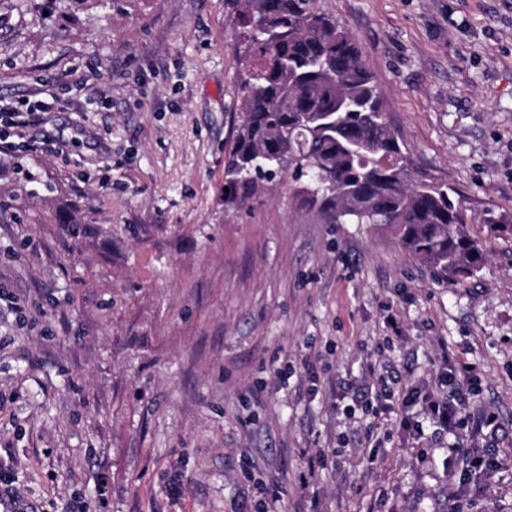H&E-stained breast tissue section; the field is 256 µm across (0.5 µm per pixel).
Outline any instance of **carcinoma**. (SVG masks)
Segmentation results:
<instances>
[{"label":"carcinoma","mask_w":512,"mask_h":512,"mask_svg":"<svg viewBox=\"0 0 512 512\" xmlns=\"http://www.w3.org/2000/svg\"><path fill=\"white\" fill-rule=\"evenodd\" d=\"M68 2L107 14L121 0ZM227 2L243 69L224 143V206L286 179L300 208L328 224L381 226L435 281L474 277L486 255L469 225L511 235L512 212L477 216L454 187L414 177L354 38L316 0ZM17 221L14 197L1 196L0 223Z\"/></svg>","instance_id":"cac0c4a2"}]
</instances>
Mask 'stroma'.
Instances as JSON below:
<instances>
[{
  "instance_id": "1",
  "label": "stroma",
  "mask_w": 512,
  "mask_h": 512,
  "mask_svg": "<svg viewBox=\"0 0 512 512\" xmlns=\"http://www.w3.org/2000/svg\"><path fill=\"white\" fill-rule=\"evenodd\" d=\"M354 37L417 172L512 211V0H317ZM0 12V97L48 101L0 170V464L35 512H512V236L433 281L287 185L224 208L239 58L224 0ZM107 105H100V98ZM472 365L467 447L425 410ZM386 391L390 413L367 400ZM499 463L466 469V456Z\"/></svg>"
}]
</instances>
